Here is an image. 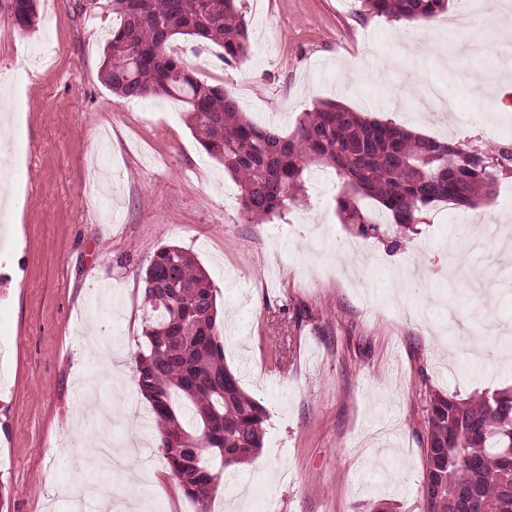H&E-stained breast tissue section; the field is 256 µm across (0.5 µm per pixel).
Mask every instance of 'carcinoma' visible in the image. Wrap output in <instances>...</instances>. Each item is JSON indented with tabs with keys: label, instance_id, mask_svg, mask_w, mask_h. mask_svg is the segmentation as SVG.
I'll return each mask as SVG.
<instances>
[{
	"label": "carcinoma",
	"instance_id": "obj_1",
	"mask_svg": "<svg viewBox=\"0 0 512 512\" xmlns=\"http://www.w3.org/2000/svg\"><path fill=\"white\" fill-rule=\"evenodd\" d=\"M36 0H3L15 25L38 24ZM120 23L104 49L112 92L130 99L172 97L186 105L192 134L241 187L242 206L268 219L304 191V174L321 163L341 183L336 208L367 236L389 223L412 231L434 203L474 207L490 198L491 169L512 166V147L466 151L404 125L368 119L335 101L304 112L285 134L240 110L233 94L185 69L172 53L177 35L224 49L230 66L244 57L250 33L239 0H113ZM370 14L429 21L448 0H361ZM146 309L136 356L137 386L149 402L157 447L197 512L226 469L247 463L263 445L266 413L224 363L217 290L193 254L161 247L143 277ZM425 412L423 512H512V387L462 399L431 387ZM187 443L171 449L167 438Z\"/></svg>",
	"mask_w": 512,
	"mask_h": 512
}]
</instances>
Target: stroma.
I'll use <instances>...</instances> for the list:
<instances>
[{
  "label": "stroma",
  "instance_id": "stroma-1",
  "mask_svg": "<svg viewBox=\"0 0 512 512\" xmlns=\"http://www.w3.org/2000/svg\"><path fill=\"white\" fill-rule=\"evenodd\" d=\"M451 0L398 35L357 0H242L250 48L201 77L258 123L292 132L324 100L424 135L492 150L512 111L469 86L492 68L471 45L512 39V0ZM19 31L0 10V512H196L156 446L136 386L144 284L176 244L209 274L225 363L266 411L256 459L228 468L212 512H421L423 384L466 398L512 386V253L443 273L441 249L512 229V202L430 206L417 233L365 238L336 209L335 173L312 166L283 217L258 222L187 126L184 106L133 100L101 76L112 0H38ZM430 44L417 56L411 41Z\"/></svg>",
  "mask_w": 512,
  "mask_h": 512
}]
</instances>
